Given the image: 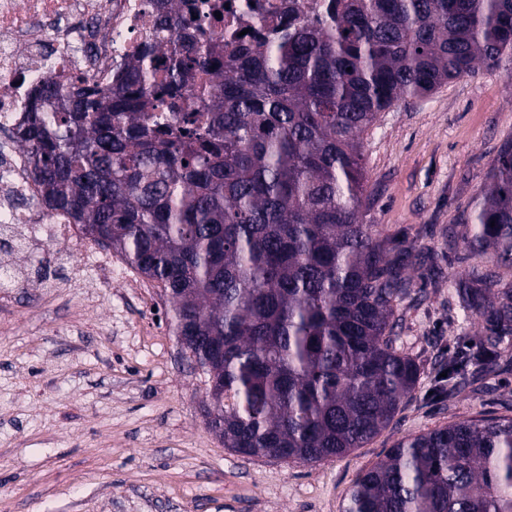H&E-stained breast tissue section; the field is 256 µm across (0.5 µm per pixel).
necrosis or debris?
Here are the masks:
<instances>
[{
    "mask_svg": "<svg viewBox=\"0 0 512 512\" xmlns=\"http://www.w3.org/2000/svg\"><path fill=\"white\" fill-rule=\"evenodd\" d=\"M224 2L228 38L262 17L281 18L284 8L283 0ZM167 37L153 0H0V226L27 225L43 242L77 237L66 215L41 205L30 158L11 131L47 82L64 93L75 80L112 84L122 61Z\"/></svg>",
    "mask_w": 512,
    "mask_h": 512,
    "instance_id": "4bbe7bcc",
    "label": "necrosis or debris"
}]
</instances>
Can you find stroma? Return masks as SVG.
<instances>
[{
    "label": "stroma",
    "instance_id": "stroma-1",
    "mask_svg": "<svg viewBox=\"0 0 512 512\" xmlns=\"http://www.w3.org/2000/svg\"><path fill=\"white\" fill-rule=\"evenodd\" d=\"M512 140L506 69L453 80L382 113L364 138L366 223L408 249L416 287L395 347L420 376L393 421L338 459L299 463L225 448L204 416L208 378L168 325L160 288L112 250L6 240L0 267V512H343L356 477L410 434L512 416V338L494 370L435 395L449 348L481 339L449 278L492 266L456 230Z\"/></svg>",
    "mask_w": 512,
    "mask_h": 512
}]
</instances>
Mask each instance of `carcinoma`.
Instances as JSON below:
<instances>
[{
  "label": "carcinoma",
  "instance_id": "obj_1",
  "mask_svg": "<svg viewBox=\"0 0 512 512\" xmlns=\"http://www.w3.org/2000/svg\"><path fill=\"white\" fill-rule=\"evenodd\" d=\"M219 4L159 0L166 44L113 85L47 84L13 137L51 211L90 229L172 303L175 336L221 380L206 409L224 447L340 458L385 428L419 379L394 347L414 292L408 255L366 224L364 135L381 113L480 68L512 64V0H324L224 60ZM462 221L495 268L451 281L482 321L475 360L512 334V141ZM495 226H490V223ZM466 362L443 366L453 397ZM344 512H512V417L399 441L354 482Z\"/></svg>",
  "mask_w": 512,
  "mask_h": 512
}]
</instances>
